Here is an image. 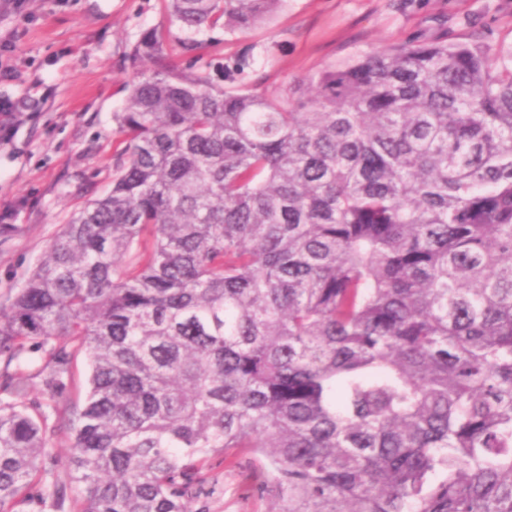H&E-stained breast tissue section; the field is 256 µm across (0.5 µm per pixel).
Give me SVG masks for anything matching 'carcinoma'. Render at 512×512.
<instances>
[{
    "mask_svg": "<svg viewBox=\"0 0 512 512\" xmlns=\"http://www.w3.org/2000/svg\"><path fill=\"white\" fill-rule=\"evenodd\" d=\"M286 3L163 0L181 35L135 45L112 187L0 305V512H206L238 448L281 512H512V53L213 85L202 35ZM61 433L72 497L42 464ZM90 373V367L86 356L80 355L74 365L75 383L66 392H64L58 401L61 404L69 402H82L87 391V380Z\"/></svg>",
    "mask_w": 512,
    "mask_h": 512,
    "instance_id": "carcinoma-1",
    "label": "carcinoma"
}]
</instances>
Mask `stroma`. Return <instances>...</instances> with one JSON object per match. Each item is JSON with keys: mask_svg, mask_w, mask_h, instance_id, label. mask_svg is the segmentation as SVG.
<instances>
[{"mask_svg": "<svg viewBox=\"0 0 512 512\" xmlns=\"http://www.w3.org/2000/svg\"><path fill=\"white\" fill-rule=\"evenodd\" d=\"M161 0H24L0 12V303L70 215L112 185V120L138 70ZM235 83L288 89L340 62L406 40L483 41L512 50V0H288L246 34H212ZM249 452L213 461L208 512H281Z\"/></svg>", "mask_w": 512, "mask_h": 512, "instance_id": "1", "label": "stroma"}]
</instances>
